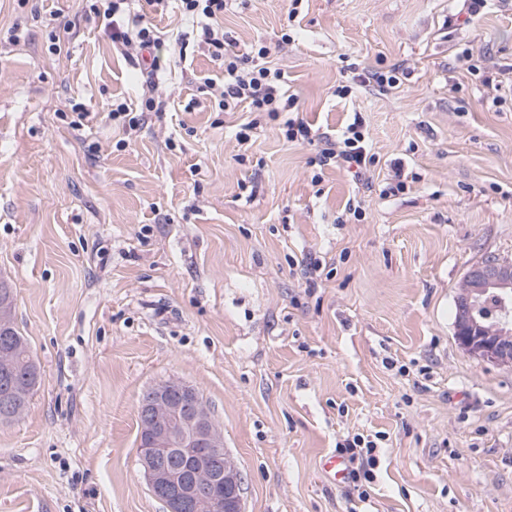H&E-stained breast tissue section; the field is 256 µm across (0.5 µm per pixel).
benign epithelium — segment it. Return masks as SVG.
I'll use <instances>...</instances> for the list:
<instances>
[{
  "label": "benign epithelium",
  "instance_id": "1",
  "mask_svg": "<svg viewBox=\"0 0 512 512\" xmlns=\"http://www.w3.org/2000/svg\"><path fill=\"white\" fill-rule=\"evenodd\" d=\"M466 288L457 296L455 335L460 346L483 362L512 369V261L495 257L473 265ZM502 298L494 318L478 313L477 300L488 292ZM138 409L141 435L149 448L139 449L151 493L161 497L166 512H215L209 489L224 480V512H242V477L224 448V434L197 390L170 377L145 391ZM196 450L204 463L181 480L167 454Z\"/></svg>",
  "mask_w": 512,
  "mask_h": 512
}]
</instances>
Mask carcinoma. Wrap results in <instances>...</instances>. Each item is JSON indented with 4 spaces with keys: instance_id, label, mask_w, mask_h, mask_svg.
<instances>
[{
    "instance_id": "carcinoma-1",
    "label": "carcinoma",
    "mask_w": 512,
    "mask_h": 512,
    "mask_svg": "<svg viewBox=\"0 0 512 512\" xmlns=\"http://www.w3.org/2000/svg\"><path fill=\"white\" fill-rule=\"evenodd\" d=\"M5 345L17 349L19 357L9 371L0 370V423L11 422L9 408L27 409L40 375L39 366L29 354L27 339L12 318L0 323V347Z\"/></svg>"
}]
</instances>
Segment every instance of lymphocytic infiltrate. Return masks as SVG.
<instances>
[{
	"label": "lymphocytic infiltrate",
	"instance_id": "obj_1",
	"mask_svg": "<svg viewBox=\"0 0 512 512\" xmlns=\"http://www.w3.org/2000/svg\"><path fill=\"white\" fill-rule=\"evenodd\" d=\"M171 4L176 5L181 15L197 23L210 57L224 67V79L215 86L213 93L216 111L227 112L241 106L247 112L280 119L284 139L313 146L314 162L319 168L343 169L357 178L370 170L375 156L361 113H352L337 134L314 129L299 113L298 96L287 93L284 73L268 65L270 50L265 44H255L246 55L234 53V40L224 30L228 0H141L136 12L131 11L130 0H103L102 5L93 6L92 11L102 18L104 33L113 45L138 51V65L151 72L158 68L155 52L161 44L153 19ZM402 73L403 67L399 64L384 71L365 68L337 85L335 94L344 99L359 87L385 93L399 85ZM164 108V99L151 94L143 95L136 109L124 101L113 102L108 118L123 133L116 143L117 148L126 146L128 137L143 127L149 114L163 112ZM377 448L376 441L361 434L345 439L338 447V454L351 465L352 482L371 480L378 462Z\"/></svg>",
	"mask_w": 512,
	"mask_h": 512
}]
</instances>
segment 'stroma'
<instances>
[{
  "label": "stroma",
  "mask_w": 512,
  "mask_h": 512,
  "mask_svg": "<svg viewBox=\"0 0 512 512\" xmlns=\"http://www.w3.org/2000/svg\"><path fill=\"white\" fill-rule=\"evenodd\" d=\"M462 5L304 0L292 19L288 0H231L237 51L270 45L306 121L333 132L362 113L366 188L267 116L238 144L250 115L212 111L204 81L224 68L179 14L157 21L149 76L88 0H0V280L41 372L0 424V512H165L137 408L172 376L222 428L244 512H512V370L454 338L469 268L512 260V86L484 82L512 72V0L469 24ZM68 21L75 37L49 54ZM353 63L407 73L337 98ZM148 91L166 111L116 149L107 107ZM77 103L98 115L79 130ZM397 159L414 179L381 197ZM309 257L331 270L311 290ZM357 433L384 444L363 501L321 467Z\"/></svg>",
  "instance_id": "35a3bbf8"
}]
</instances>
